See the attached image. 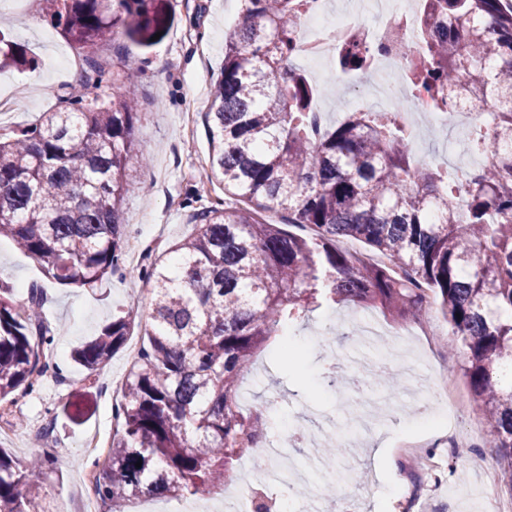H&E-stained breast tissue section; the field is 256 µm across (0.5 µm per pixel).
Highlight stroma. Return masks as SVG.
I'll return each instance as SVG.
<instances>
[{"label":"stroma","instance_id":"stroma-1","mask_svg":"<svg viewBox=\"0 0 512 512\" xmlns=\"http://www.w3.org/2000/svg\"><path fill=\"white\" fill-rule=\"evenodd\" d=\"M171 6L175 22L160 42L147 49L131 44L112 56L113 63L123 64L127 81L138 88L140 97L134 135L142 155L129 162L135 188L124 199L123 222L128 242L156 256L168 254L192 232L195 213L225 199L222 186L201 178L208 165L204 114L211 78L224 61V38L241 3L171 0ZM0 31L24 45L38 62L33 70H0V96L10 97L8 114L0 116L4 134L52 109L58 94L80 83L83 63L75 47L43 18L39 0H0ZM1 284L10 287L19 303L32 285L42 286L60 373L46 375L31 395L18 399L23 425L0 420V447L22 461L50 455V463L29 476L42 489V512H83L84 497L96 495L93 486L84 485L83 475L108 456L104 450L89 451L85 442L96 434L111 440L118 427L113 390L123 384L131 360L128 352H119L90 374L72 361L70 353L95 336L115 311L133 307L149 314L150 288L136 277L118 275L93 288L56 283L44 276L33 257L5 238H0ZM363 321L378 325L387 341L402 326L413 330L403 352L405 364L422 377L427 390L417 397L400 393L374 425L376 444L363 453L346 450L337 467L351 476L347 485L323 478L329 465L318 459L316 449L300 442L289 446L291 459L318 475L305 489L309 512H323L326 494L346 500L351 512H396L388 497V484L394 480L413 494L407 512H482L486 498L504 497L500 482H486L473 464L477 457L496 459L494 449L484 444L487 424L475 399H468L458 421V445L433 447L440 467L432 474H414L393 452L403 432L439 416L440 403L428 390L435 378L444 375L461 386L469 384L466 356L446 347L449 326L435 310L425 321L404 325L382 309L353 302L321 307L309 321L288 329L290 338L303 344L298 367L285 365L275 344L256 357L241 382L242 410L267 405L273 424L289 421L313 429L323 424L331 431L354 425L327 381L334 376L347 387L358 374L369 373L373 347L362 340ZM49 423L53 434L36 441V433Z\"/></svg>","mask_w":512,"mask_h":512}]
</instances>
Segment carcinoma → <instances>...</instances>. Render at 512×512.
<instances>
[{
  "instance_id": "obj_1",
  "label": "carcinoma",
  "mask_w": 512,
  "mask_h": 512,
  "mask_svg": "<svg viewBox=\"0 0 512 512\" xmlns=\"http://www.w3.org/2000/svg\"><path fill=\"white\" fill-rule=\"evenodd\" d=\"M224 41V64L204 115L205 176L234 199L196 216L199 227L168 263L138 275L151 286V326L122 386L96 494L107 512L143 496L211 494L269 433L266 410L238 407L256 353L324 304L350 300L403 321L434 303L448 344L463 350L472 392L490 422L500 480L512 492V7L503 0H423L421 50L406 77L446 112L465 94L493 108L492 130L465 146L483 157L466 180L418 165L411 133L394 112L314 120L319 85L293 63L311 0H241ZM43 12L85 62L82 90L0 137V237L35 257L46 277L93 288L122 271V203L138 155L135 87L103 47L118 39L154 45L174 24L170 0H44ZM31 68L24 46L0 38V66ZM344 73L370 71V49H342ZM103 97H89L90 90ZM273 213L275 220L263 217ZM308 227L309 236L288 230ZM355 241L375 262L340 246ZM43 290L25 305L0 286V401L34 391L50 370ZM137 309L112 316L74 360L93 373L124 348ZM141 467H136V463ZM23 462L0 448V512H37L39 489Z\"/></svg>"
}]
</instances>
